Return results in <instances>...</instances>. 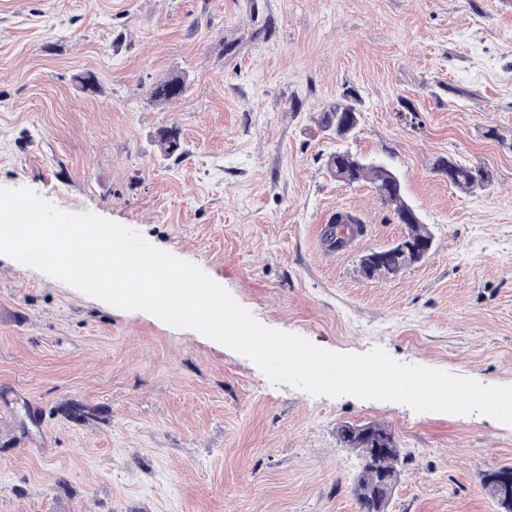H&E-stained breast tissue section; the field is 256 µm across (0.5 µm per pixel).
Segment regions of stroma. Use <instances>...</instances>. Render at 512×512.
<instances>
[{"label":"stroma","mask_w":512,"mask_h":512,"mask_svg":"<svg viewBox=\"0 0 512 512\" xmlns=\"http://www.w3.org/2000/svg\"><path fill=\"white\" fill-rule=\"evenodd\" d=\"M174 74L185 95L155 101ZM340 96L360 115L343 141L318 122ZM494 130L512 137V0H0V187L137 230L267 327L489 386L512 385V151ZM345 149L387 161L433 232L396 278L358 275L403 228L329 176ZM448 158L491 184L452 187ZM339 210L365 231L331 251ZM369 422L403 457L389 512H502L482 477L512 466V427L271 383L0 254V512H359L336 431Z\"/></svg>","instance_id":"1"}]
</instances>
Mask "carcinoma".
I'll use <instances>...</instances> for the list:
<instances>
[{
    "label": "carcinoma",
    "mask_w": 512,
    "mask_h": 512,
    "mask_svg": "<svg viewBox=\"0 0 512 512\" xmlns=\"http://www.w3.org/2000/svg\"><path fill=\"white\" fill-rule=\"evenodd\" d=\"M186 91L184 79L178 75L155 83L151 96L163 103L171 104L179 100ZM332 116H350L354 124H359V113L355 105L346 100L330 104ZM446 165L453 167L451 185L465 192L482 188L491 182L490 171L481 165H469L462 161L448 160ZM329 174L339 173L342 183L353 186L362 182L370 185L375 198L390 209L397 223L404 225L405 233L400 241L386 250L371 251L361 257L358 274L366 281L396 278L405 270L420 262L427 252L419 246L433 239L427 225L420 221L407 222L404 219L409 205L402 192L389 191V181L395 173L387 164L377 160H365L348 150L331 154L327 161ZM336 226V247L344 246L355 234L361 232V221L349 213L338 212L332 219ZM338 440L345 448H353L364 457L363 467L353 484V494L359 512H387L390 497L383 488V479L390 478L397 471L398 456L375 460L371 456L373 448H387L397 445L394 435L385 426L368 424L363 435H348L338 432Z\"/></svg>",
    "instance_id": "obj_1"
}]
</instances>
